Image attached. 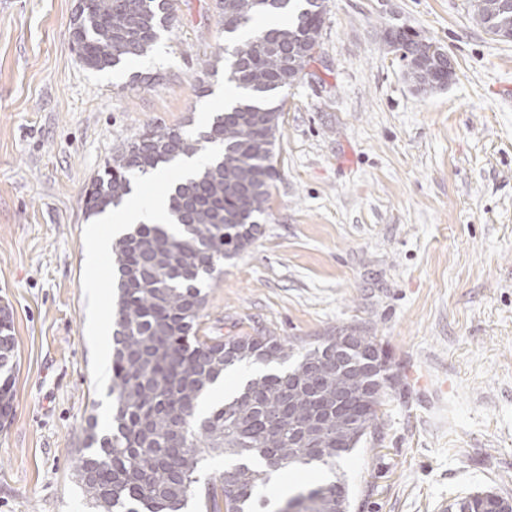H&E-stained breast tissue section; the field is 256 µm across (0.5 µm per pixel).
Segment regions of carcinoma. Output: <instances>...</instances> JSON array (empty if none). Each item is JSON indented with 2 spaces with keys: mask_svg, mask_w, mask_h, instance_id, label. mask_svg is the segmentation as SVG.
Masks as SVG:
<instances>
[{
  "mask_svg": "<svg viewBox=\"0 0 512 512\" xmlns=\"http://www.w3.org/2000/svg\"><path fill=\"white\" fill-rule=\"evenodd\" d=\"M472 17L486 34L512 31L505 0H471ZM221 31L233 35L263 17L288 15L283 26L261 27L230 53L217 47L203 60L211 75L241 90L192 139L177 128L135 134L87 185L84 209L102 215L129 199L133 178L211 144L222 153L168 195L170 224H138L112 245L118 274L112 351V427L99 436L91 417L74 475L95 512H184L204 497L205 512H255L256 491L270 471L330 469L379 428L386 389L394 377L377 337L363 330L345 345L343 329L297 351L271 333L201 336L206 303L202 285L219 265L253 243L276 178L272 158L283 114L277 96L315 61L324 0H216ZM172 0H80L72 28L74 50L95 71L146 56L171 26ZM411 82L442 88L436 63L417 65ZM14 328L0 307V407L13 409ZM291 367L249 379L235 396L200 418L198 401L224 374L243 363ZM238 463L201 482L207 457ZM345 476L288 496L300 512H349ZM458 512H498L509 498L470 494Z\"/></svg>",
  "mask_w": 512,
  "mask_h": 512,
  "instance_id": "cac0c4a2",
  "label": "carcinoma"
}]
</instances>
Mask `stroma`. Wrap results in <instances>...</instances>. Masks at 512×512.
<instances>
[{"mask_svg":"<svg viewBox=\"0 0 512 512\" xmlns=\"http://www.w3.org/2000/svg\"><path fill=\"white\" fill-rule=\"evenodd\" d=\"M75 5L0 0V305L16 339L0 512H89L73 465L89 418L112 410L101 329L117 290L110 222L86 217V184L144 128L194 133L224 108L226 81L200 65L224 41L215 0H177L147 57L100 72L72 48ZM324 5L319 57L282 93L269 207L208 289L201 327L377 337L399 383L381 427L340 464L350 512L512 497V42L477 26L469 0ZM402 29L448 52L452 85L414 91L385 40ZM134 71L156 80L131 86ZM328 476L282 471L259 492L264 512Z\"/></svg>","mask_w":512,"mask_h":512,"instance_id":"1","label":"stroma"}]
</instances>
